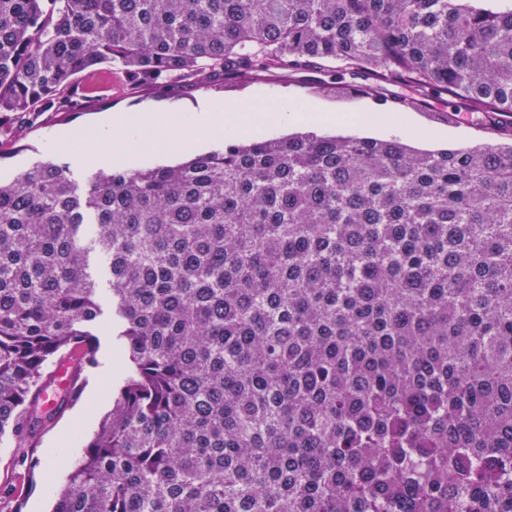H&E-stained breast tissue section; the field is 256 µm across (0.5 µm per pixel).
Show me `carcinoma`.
Returning <instances> with one entry per match:
<instances>
[{
  "label": "carcinoma",
  "instance_id": "1",
  "mask_svg": "<svg viewBox=\"0 0 512 512\" xmlns=\"http://www.w3.org/2000/svg\"><path fill=\"white\" fill-rule=\"evenodd\" d=\"M129 84L340 68L512 115V0H0V112ZM126 355L52 512H512V142L230 140L177 165L0 180V438L65 354ZM25 485L0 484L22 512Z\"/></svg>",
  "mask_w": 512,
  "mask_h": 512
}]
</instances>
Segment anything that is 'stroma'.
I'll return each instance as SVG.
<instances>
[{"instance_id":"1","label":"stroma","mask_w":512,"mask_h":512,"mask_svg":"<svg viewBox=\"0 0 512 512\" xmlns=\"http://www.w3.org/2000/svg\"><path fill=\"white\" fill-rule=\"evenodd\" d=\"M349 73L336 71L321 74L277 73L267 79L238 84H224L208 88L189 87L169 96L148 90L131 88L119 72L109 66L92 74L81 75L78 86L95 85L94 100L77 99L66 112L39 113L29 124L19 141L0 144V178L29 167L33 162L52 158L68 164L74 178L83 179L91 170L99 168L96 156L103 138L112 137L110 119L113 114H133L147 109L177 108L189 113L204 102H241L249 99L266 105L269 112H278L284 101L303 102L305 110L321 108L335 116L350 117L343 127L346 135L391 138L385 127H365L355 122L357 114L371 112L375 104L364 96L339 94L340 86L350 83ZM385 97L416 96L426 99L427 109L405 113L404 120L413 135L411 145L422 149L458 148L499 143L498 126L488 119L473 117L467 107L445 96H436L427 89H414L402 84L385 85ZM81 129L82 142L64 141L67 131ZM99 365L87 372V383L78 402L59 419L56 427L46 433L42 441L41 461H53L52 470L37 469L33 488L26 498L24 512H51L54 493L63 482L60 468L63 457L78 458L81 448L74 443L76 434L89 435L112 407V393L123 369V358L117 349L111 318H103L98 329Z\"/></svg>"}]
</instances>
